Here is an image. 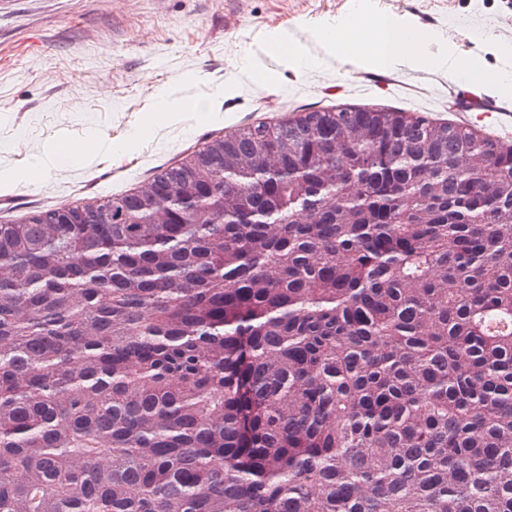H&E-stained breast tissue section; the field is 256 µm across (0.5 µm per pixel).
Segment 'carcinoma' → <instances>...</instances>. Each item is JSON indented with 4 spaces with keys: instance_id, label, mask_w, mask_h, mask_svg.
Masks as SVG:
<instances>
[{
    "instance_id": "1",
    "label": "carcinoma",
    "mask_w": 512,
    "mask_h": 512,
    "mask_svg": "<svg viewBox=\"0 0 512 512\" xmlns=\"http://www.w3.org/2000/svg\"><path fill=\"white\" fill-rule=\"evenodd\" d=\"M0 512H512V150L323 109L0 224Z\"/></svg>"
}]
</instances>
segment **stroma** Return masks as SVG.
Listing matches in <instances>:
<instances>
[{
  "label": "stroma",
  "mask_w": 512,
  "mask_h": 512,
  "mask_svg": "<svg viewBox=\"0 0 512 512\" xmlns=\"http://www.w3.org/2000/svg\"><path fill=\"white\" fill-rule=\"evenodd\" d=\"M385 20L426 36L434 66L360 56L347 22ZM512 0H0V223L28 212L146 185L215 137L315 110L388 108L467 124L512 146ZM312 59L295 67V55ZM471 57L457 77L449 59ZM196 102L156 119L160 97ZM96 131L110 142L92 165L59 154L45 176L31 155Z\"/></svg>",
  "instance_id": "stroma-1"
}]
</instances>
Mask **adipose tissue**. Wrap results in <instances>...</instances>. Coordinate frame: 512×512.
<instances>
[{
  "label": "adipose tissue",
  "instance_id": "ef3b65f1",
  "mask_svg": "<svg viewBox=\"0 0 512 512\" xmlns=\"http://www.w3.org/2000/svg\"><path fill=\"white\" fill-rule=\"evenodd\" d=\"M349 26L360 33L359 44L363 55L376 67L384 68L400 56L413 57L421 67L432 66L433 60L422 45L410 40L398 27L383 23L369 28L362 27L359 18H351Z\"/></svg>",
  "mask_w": 512,
  "mask_h": 512
}]
</instances>
